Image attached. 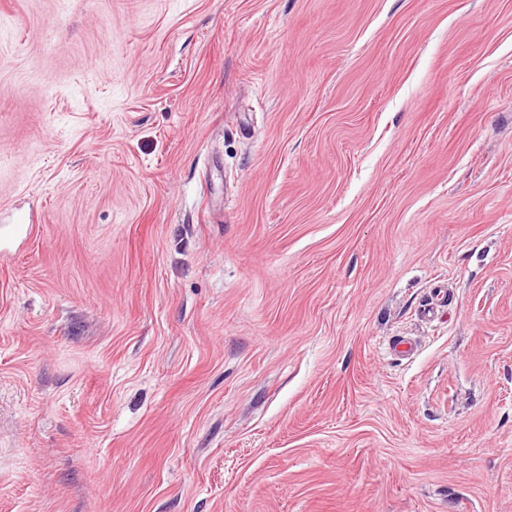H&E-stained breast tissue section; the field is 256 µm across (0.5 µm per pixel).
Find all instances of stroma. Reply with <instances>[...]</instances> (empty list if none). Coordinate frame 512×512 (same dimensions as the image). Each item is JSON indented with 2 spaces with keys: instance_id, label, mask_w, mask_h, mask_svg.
<instances>
[{
  "instance_id": "35a3bbf8",
  "label": "stroma",
  "mask_w": 512,
  "mask_h": 512,
  "mask_svg": "<svg viewBox=\"0 0 512 512\" xmlns=\"http://www.w3.org/2000/svg\"><path fill=\"white\" fill-rule=\"evenodd\" d=\"M0 212V512H512V0H0Z\"/></svg>"
}]
</instances>
